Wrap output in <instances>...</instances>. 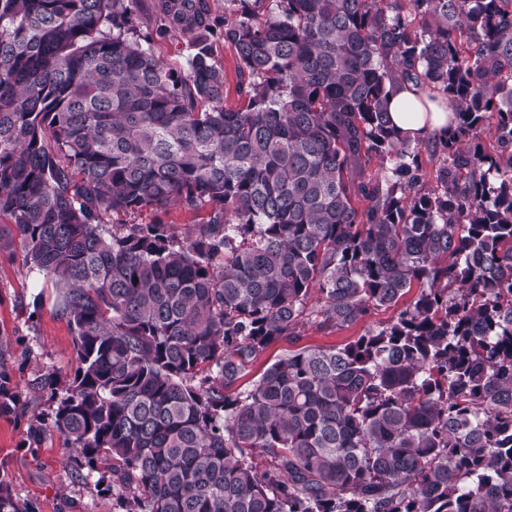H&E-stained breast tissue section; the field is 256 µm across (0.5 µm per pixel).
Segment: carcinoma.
<instances>
[{
  "label": "carcinoma",
  "instance_id": "carcinoma-1",
  "mask_svg": "<svg viewBox=\"0 0 512 512\" xmlns=\"http://www.w3.org/2000/svg\"><path fill=\"white\" fill-rule=\"evenodd\" d=\"M408 84L443 136L390 124ZM4 252L58 290L52 427L115 512H512V0H0ZM7 476L0 512H33ZM213 50L216 61L224 65L226 103L235 107L241 103V97L238 94L239 75L235 50L231 44L224 43V37L220 32L214 38ZM152 49L162 61L175 68L185 65L189 53L186 41L180 36H169L158 40L153 43ZM165 224H173L178 232L184 231L191 224H196L201 218L194 211H189L181 206L170 208L167 214L161 216ZM394 315L393 309L378 310L367 317L366 322H362L355 327L333 333H325L318 330L315 326L307 325L304 337L298 346H333L344 344L353 336L361 334L368 325H377L380 322H386ZM289 349H294V347L291 344H288V341H280L269 347L260 356L256 363H254L250 372L240 380L238 383V388H240V390H244L245 388L250 387L268 366H270L281 356L287 354Z\"/></svg>",
  "mask_w": 512,
  "mask_h": 512
}]
</instances>
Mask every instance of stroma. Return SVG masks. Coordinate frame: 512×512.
Masks as SVG:
<instances>
[{
    "label": "stroma",
    "instance_id": "stroma-1",
    "mask_svg": "<svg viewBox=\"0 0 512 512\" xmlns=\"http://www.w3.org/2000/svg\"><path fill=\"white\" fill-rule=\"evenodd\" d=\"M0 340L7 344V366L24 408L0 416V461L13 497L34 512H110L109 470L102 467L82 478L64 469V439L52 427L59 400L34 390L41 374L51 372L65 382L80 365L72 331L58 313V293L42 275L6 254L0 255ZM34 422L45 432L37 447H22Z\"/></svg>",
    "mask_w": 512,
    "mask_h": 512
}]
</instances>
